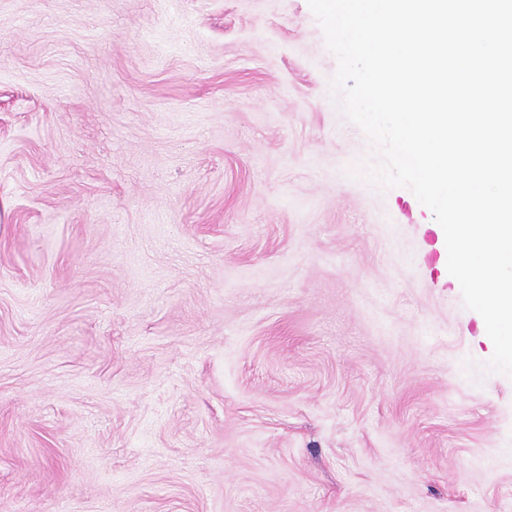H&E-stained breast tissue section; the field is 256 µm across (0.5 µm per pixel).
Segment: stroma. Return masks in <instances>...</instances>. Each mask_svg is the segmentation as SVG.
I'll use <instances>...</instances> for the list:
<instances>
[{"label": "stroma", "instance_id": "obj_1", "mask_svg": "<svg viewBox=\"0 0 512 512\" xmlns=\"http://www.w3.org/2000/svg\"><path fill=\"white\" fill-rule=\"evenodd\" d=\"M336 71L307 0H0V512H512V376Z\"/></svg>", "mask_w": 512, "mask_h": 512}]
</instances>
